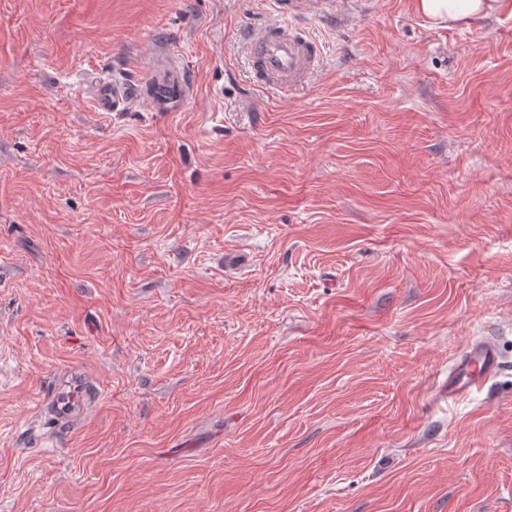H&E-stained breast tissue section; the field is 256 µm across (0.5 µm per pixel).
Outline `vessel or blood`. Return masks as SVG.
<instances>
[{
  "label": "vessel or blood",
  "instance_id": "b4317fda",
  "mask_svg": "<svg viewBox=\"0 0 512 512\" xmlns=\"http://www.w3.org/2000/svg\"><path fill=\"white\" fill-rule=\"evenodd\" d=\"M291 11L327 17L336 10L335 0H291ZM247 50L258 86L270 87L308 82L320 66L318 43L303 34L287 19L251 28L247 33ZM184 75L170 68L152 69L137 86L129 89L121 82L100 81L93 94L94 106L101 112L124 108L129 94H137L154 112L178 111L190 93ZM501 368L499 350L491 340L471 342L458 357L448 374L444 392L457 399L481 390L486 381ZM56 385L43 395L41 407L55 424L69 427L84 419L100 398L84 371L73 365L57 371Z\"/></svg>",
  "mask_w": 512,
  "mask_h": 512
}]
</instances>
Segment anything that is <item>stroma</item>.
I'll return each mask as SVG.
<instances>
[{
    "label": "stroma",
    "instance_id": "obj_1",
    "mask_svg": "<svg viewBox=\"0 0 512 512\" xmlns=\"http://www.w3.org/2000/svg\"><path fill=\"white\" fill-rule=\"evenodd\" d=\"M276 15L0 0V512H512V15H299L322 69L262 92ZM163 56L180 111L94 110ZM480 338L498 375L441 396ZM130 89L121 82L100 81L93 94V102L98 112H118L127 103ZM56 385L43 395L41 408L59 427H71L84 419L100 398L87 382L84 371L73 365L55 374Z\"/></svg>",
    "mask_w": 512,
    "mask_h": 512
}]
</instances>
